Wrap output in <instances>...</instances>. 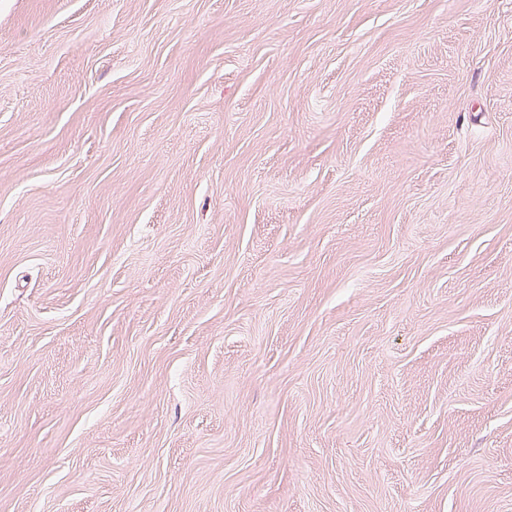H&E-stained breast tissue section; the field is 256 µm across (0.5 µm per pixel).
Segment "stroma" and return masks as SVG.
Masks as SVG:
<instances>
[{"label": "stroma", "mask_w": 512, "mask_h": 512, "mask_svg": "<svg viewBox=\"0 0 512 512\" xmlns=\"http://www.w3.org/2000/svg\"><path fill=\"white\" fill-rule=\"evenodd\" d=\"M0 512H512V0H0Z\"/></svg>", "instance_id": "1"}]
</instances>
